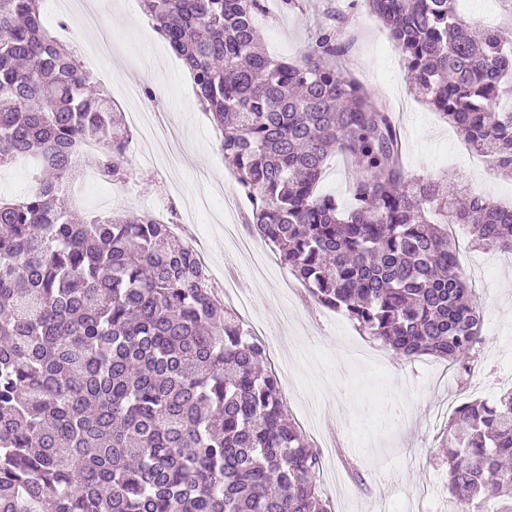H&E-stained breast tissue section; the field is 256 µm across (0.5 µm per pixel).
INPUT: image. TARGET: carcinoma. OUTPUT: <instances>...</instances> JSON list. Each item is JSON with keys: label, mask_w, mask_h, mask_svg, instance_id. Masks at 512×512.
I'll use <instances>...</instances> for the list:
<instances>
[{"label": "carcinoma", "mask_w": 512, "mask_h": 512, "mask_svg": "<svg viewBox=\"0 0 512 512\" xmlns=\"http://www.w3.org/2000/svg\"><path fill=\"white\" fill-rule=\"evenodd\" d=\"M41 0H0V167L35 161V189L0 198V512H331L321 450L290 418L265 345L217 298L168 224L133 211L71 221V157L131 176L122 113L87 92L45 29ZM265 0H141L190 71L200 109L250 203L247 226L321 306L394 355L467 372L483 315L448 237L512 252V207L457 205L408 175L390 115L331 59L261 46ZM413 89L512 176V32L480 38L456 0H365ZM360 171L344 207L316 191L328 158ZM445 488L463 512H512V388L460 405L442 432Z\"/></svg>", "instance_id": "1"}]
</instances>
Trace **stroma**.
Listing matches in <instances>:
<instances>
[{"label":"stroma","instance_id":"1","mask_svg":"<svg viewBox=\"0 0 512 512\" xmlns=\"http://www.w3.org/2000/svg\"><path fill=\"white\" fill-rule=\"evenodd\" d=\"M69 2L53 4L58 18L69 22L61 41L79 48L110 44L106 67L125 84L150 88L157 111L171 114L181 129L184 163L175 175L156 162L164 142L129 155L133 177L127 187L137 201L136 212L149 213L171 178L180 190L169 193V203L179 211L186 198L204 189H235L213 125L183 80L181 61L140 21L139 0H86L97 18L92 27L71 18ZM459 9L473 29L512 28V0H461ZM257 27L268 53L290 61L300 60L320 30H333L344 48L337 65L391 115L407 174L437 179L465 169L477 181L478 192L512 204V180L493 172L456 129L410 90L401 54L364 0H294L288 7L282 0H267ZM178 233L197 239L217 274L234 271L238 291L250 303L241 319L248 326L265 324L267 356L282 375L294 420L308 434L314 417L335 431L336 453L328 458L322 479L332 512H367L372 506L378 512H456L441 490L444 474L437 448L447 420L436 417L435 409L487 399L512 387V256L482 253L467 234L455 235L473 301L484 318L476 370L467 373L429 356L399 359L360 335L344 312L316 303L302 285L278 295L280 284L292 281L293 274L274 248L263 249L266 278H254L245 258L226 250L224 225L217 217L181 225ZM393 400L404 409L407 428L389 420L387 406Z\"/></svg>","mask_w":512,"mask_h":512}]
</instances>
